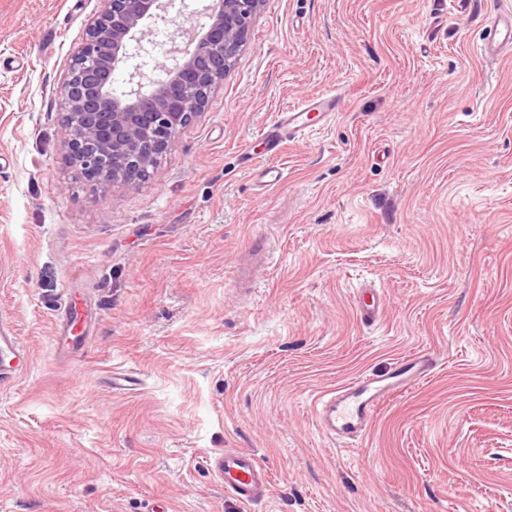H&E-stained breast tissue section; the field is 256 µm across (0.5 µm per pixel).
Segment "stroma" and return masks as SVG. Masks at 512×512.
I'll return each instance as SVG.
<instances>
[{"instance_id": "obj_1", "label": "stroma", "mask_w": 512, "mask_h": 512, "mask_svg": "<svg viewBox=\"0 0 512 512\" xmlns=\"http://www.w3.org/2000/svg\"><path fill=\"white\" fill-rule=\"evenodd\" d=\"M502 2L265 0L149 178L90 184L59 90L103 0H0V312L30 357L0 384V512H512V57L478 53ZM331 87L260 188L258 131ZM416 353L365 438L318 433L317 394ZM230 448L264 501L208 472ZM357 313L363 322H376L381 309V296L377 288L360 285L355 292ZM209 468L224 484V493L241 503L251 504L264 499L269 492L268 471L249 452L232 450L215 457Z\"/></svg>"}]
</instances>
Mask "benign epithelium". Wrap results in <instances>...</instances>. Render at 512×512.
<instances>
[{
    "mask_svg": "<svg viewBox=\"0 0 512 512\" xmlns=\"http://www.w3.org/2000/svg\"><path fill=\"white\" fill-rule=\"evenodd\" d=\"M264 0H103L60 88V144L89 182L129 183L150 176L177 134L207 105L246 44ZM176 23L165 43L161 22Z\"/></svg>",
    "mask_w": 512,
    "mask_h": 512,
    "instance_id": "obj_1",
    "label": "benign epithelium"
}]
</instances>
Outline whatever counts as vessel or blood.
I'll use <instances>...</instances> for the list:
<instances>
[{
    "mask_svg": "<svg viewBox=\"0 0 512 512\" xmlns=\"http://www.w3.org/2000/svg\"><path fill=\"white\" fill-rule=\"evenodd\" d=\"M512 48V9H497L494 22L486 31L480 54L498 59L502 48ZM337 96L327 93L305 100L278 114L276 120L259 134L267 156L279 155L284 144L301 137L315 123H329L335 117ZM357 313L362 321L376 322L381 309L378 289L359 286L355 292ZM29 356L18 344L10 323L0 317V383L8 381L27 367ZM432 358L416 354L397 363L391 375L355 377L315 400L317 426L333 440L357 441L364 437L379 407L395 393L422 380L432 369ZM211 471L224 486L225 494L251 504L268 492V471L249 452L232 450L209 462Z\"/></svg>",
    "mask_w": 512,
    "mask_h": 512,
    "instance_id": "vessel-or-blood-1",
    "label": "vessel or blood"
}]
</instances>
